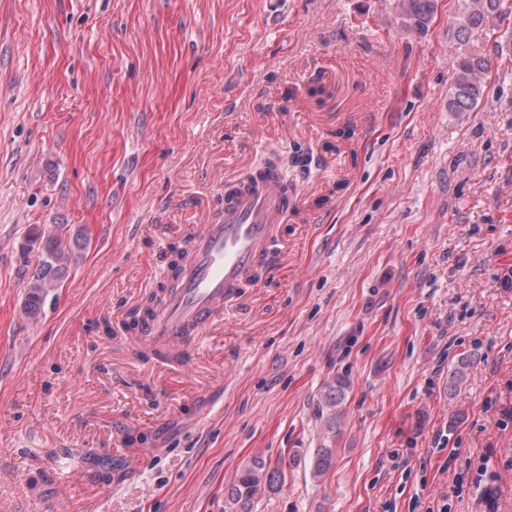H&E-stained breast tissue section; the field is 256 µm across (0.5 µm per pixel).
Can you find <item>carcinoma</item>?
<instances>
[{"instance_id": "cac0c4a2", "label": "carcinoma", "mask_w": 512, "mask_h": 512, "mask_svg": "<svg viewBox=\"0 0 512 512\" xmlns=\"http://www.w3.org/2000/svg\"><path fill=\"white\" fill-rule=\"evenodd\" d=\"M398 16L402 23L417 32L428 29L436 11V0H397ZM512 20V0H463V9L458 19L457 33L465 39L479 28H501ZM487 70L485 60L463 54L456 61L453 91L448 99L451 112H469L483 94V75ZM65 226H55V231L44 235L39 231L31 234L30 242L38 246L35 253V269L27 286L23 312L35 317L43 309L49 294L60 287L72 262L76 259L74 248L89 240L79 235H66ZM472 358L458 360L448 378V391H454L466 374ZM349 380L338 375L328 383L318 404L321 427V442L314 449L312 476L320 477L331 467L336 455V436L341 431L342 409L345 390ZM282 468L271 467L256 459L243 468L236 480L227 489L225 505L227 512H254L256 503L265 495L276 491L282 479Z\"/></svg>"}]
</instances>
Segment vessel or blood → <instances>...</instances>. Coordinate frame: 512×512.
Masks as SVG:
<instances>
[{
    "label": "vessel or blood",
    "mask_w": 512,
    "mask_h": 512,
    "mask_svg": "<svg viewBox=\"0 0 512 512\" xmlns=\"http://www.w3.org/2000/svg\"><path fill=\"white\" fill-rule=\"evenodd\" d=\"M274 179L240 188L224 204L221 220L194 232L176 287L166 289L153 316L134 335L150 349H176L181 335L201 336L232 310L258 263L274 267L284 246L279 226L288 217Z\"/></svg>",
    "instance_id": "b4317fda"
}]
</instances>
